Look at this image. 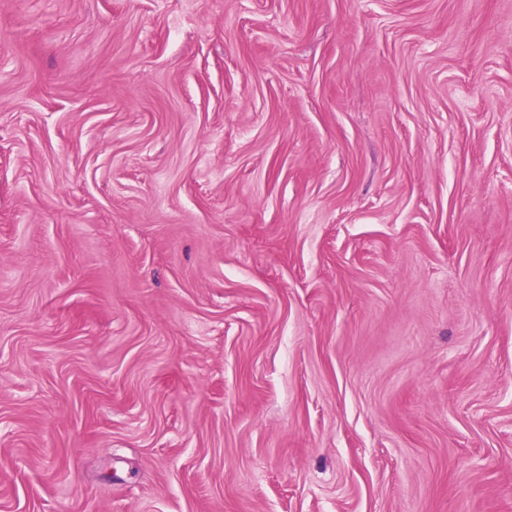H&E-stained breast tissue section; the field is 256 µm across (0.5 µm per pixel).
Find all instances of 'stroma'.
<instances>
[{"mask_svg": "<svg viewBox=\"0 0 512 512\" xmlns=\"http://www.w3.org/2000/svg\"><path fill=\"white\" fill-rule=\"evenodd\" d=\"M0 512H512V0H0Z\"/></svg>", "mask_w": 512, "mask_h": 512, "instance_id": "1", "label": "stroma"}]
</instances>
